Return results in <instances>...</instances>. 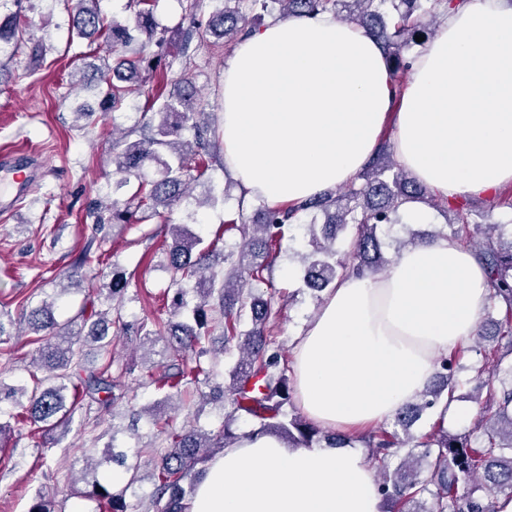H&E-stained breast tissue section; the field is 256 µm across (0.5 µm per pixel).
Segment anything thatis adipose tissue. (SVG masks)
<instances>
[{
    "instance_id": "1",
    "label": "adipose tissue",
    "mask_w": 512,
    "mask_h": 512,
    "mask_svg": "<svg viewBox=\"0 0 512 512\" xmlns=\"http://www.w3.org/2000/svg\"><path fill=\"white\" fill-rule=\"evenodd\" d=\"M391 111L394 154L425 186L481 198L512 183V5L449 9L398 99L377 43L332 14L255 31L224 63V163L248 197L303 201L364 170ZM489 295L475 253L446 237L402 249L382 276L337 281L293 350L303 413L331 430L392 419L435 358L475 336ZM202 469L187 512L388 510L356 449L254 435Z\"/></svg>"
}]
</instances>
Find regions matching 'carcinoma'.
<instances>
[{
  "label": "carcinoma",
  "instance_id": "cac0c4a2",
  "mask_svg": "<svg viewBox=\"0 0 512 512\" xmlns=\"http://www.w3.org/2000/svg\"><path fill=\"white\" fill-rule=\"evenodd\" d=\"M12 2L16 10L0 18V53L9 57L32 44V55L41 56L40 44L32 43L22 0H0V7ZM71 20V37L88 45L102 42L122 55L104 67L112 73L106 88L98 80L102 67L81 62L79 86L97 89L102 95L101 111L117 110L131 96L145 93L154 77L153 60L145 56L147 44L166 41L167 29L159 27L151 0H129L133 19L122 23L108 21L101 0H63ZM215 3L204 27L183 33L179 53L188 54L192 42L205 43L221 53L261 25L265 16L286 19L311 13H331L337 19L354 23L376 39L390 72L395 98H400L409 81L411 65L401 58L402 50L416 43L425 31L426 18L447 10L458 0H212ZM180 90L166 97L153 112L140 118L139 138H112V163L121 179L116 188L138 180L137 190L122 203L109 196L94 202L96 223L131 224L151 218H164V212L181 203L189 194V184L200 179L209 165L222 162L213 151L219 141L214 117L196 109V91L188 78L179 81ZM191 131L193 139L183 136ZM361 182L343 185L339 192H325L301 202L262 205L253 224H230L244 242L224 249V270H216L210 256L219 248L224 234L209 243L173 225L174 242L167 252V269L177 285L171 300L174 315L186 307L185 280L195 281L199 302L193 307V323L153 321L154 328L141 326L145 339L167 337L169 360L141 376L144 384L159 383L173 390L182 384L197 388L212 382L213 367L203 366L206 337L212 326L222 329L224 350L237 349L239 358L231 369L228 410L224 429L217 435L192 425L176 426L168 417L161 426L168 448L156 462L153 487L148 495L152 512H186L200 469L209 457L208 449L224 448L239 438L233 425L248 416L251 431L270 433L285 440L290 448L313 445L353 448L359 442L368 448L371 461L380 472L378 491L392 507L391 512H496L490 500L512 497V366L503 368L504 353H512V228L502 224L471 222L472 203L462 198L444 203L455 216L448 231L428 238L450 237L475 246L491 289V305L486 322L494 326L491 335L479 326L474 351L478 359L472 369L482 378L474 400L479 414L470 430L450 434L445 416L456 400L459 386V352L440 358L434 364L433 385L398 412L389 426L367 433H329L309 420L288 412L293 388L288 378V362L270 339L267 324L277 313L281 296L272 284L284 229L292 224L304 227L308 250L301 254L303 280L307 288L322 292L349 273L372 276L386 272L394 261L383 251L381 234L400 222L401 212L419 204L432 205L433 195L390 158L388 145L381 144L365 167ZM354 229L348 250L336 248L337 232ZM264 283L270 291L253 287ZM128 281L114 278L104 288L90 282L88 295L112 302L109 311L80 310L74 320L87 331L75 332L72 322L60 323L53 317L54 302H43L27 311L28 330L40 344V377L31 373V384L8 385L0 378V437L11 431V422L29 420L44 425L52 434L71 423L80 406H96L111 414L121 385L112 380L109 324L121 320V302ZM93 344L102 352V362L89 369L80 361L83 347ZM437 415L431 432L415 436L411 429L425 414ZM108 444L102 457L90 468L92 490L87 497L98 502L101 512H127L123 495L114 494L99 481V469L113 463L125 464L127 453L114 451ZM397 465H392L393 460ZM103 492H97V489ZM28 512H56L54 500L38 490Z\"/></svg>",
  "mask_w": 512,
  "mask_h": 512
}]
</instances>
